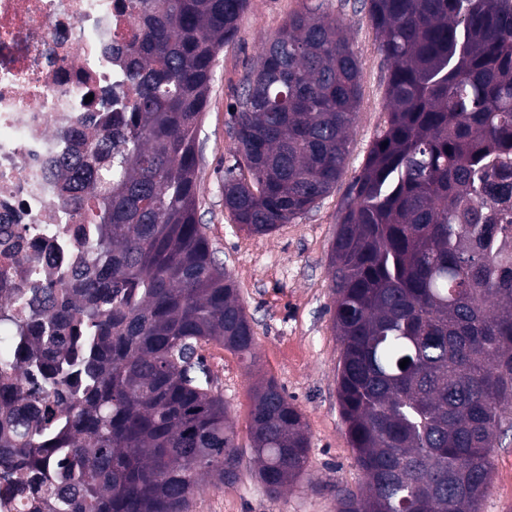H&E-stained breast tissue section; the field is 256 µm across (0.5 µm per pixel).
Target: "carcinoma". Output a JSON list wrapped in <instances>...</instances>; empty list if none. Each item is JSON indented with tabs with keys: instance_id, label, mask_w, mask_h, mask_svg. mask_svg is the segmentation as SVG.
<instances>
[{
	"instance_id": "1",
	"label": "carcinoma",
	"mask_w": 512,
	"mask_h": 512,
	"mask_svg": "<svg viewBox=\"0 0 512 512\" xmlns=\"http://www.w3.org/2000/svg\"><path fill=\"white\" fill-rule=\"evenodd\" d=\"M249 0H135L130 112L61 187L90 262L50 313L26 289L0 351V464L37 480L35 512H189L205 480L248 473L274 499L306 479L300 409L270 378L248 447L198 354L256 363L253 326L196 218L212 73ZM388 64L387 121L331 251L337 384L364 489L337 512H481L512 421V0H364ZM361 98L343 22L295 13L262 47L233 116V223L266 235L341 178ZM39 334L29 336L30 327ZM409 359L406 368L399 367Z\"/></svg>"
}]
</instances>
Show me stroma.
I'll return each mask as SVG.
<instances>
[{
    "label": "stroma",
    "mask_w": 512,
    "mask_h": 512,
    "mask_svg": "<svg viewBox=\"0 0 512 512\" xmlns=\"http://www.w3.org/2000/svg\"><path fill=\"white\" fill-rule=\"evenodd\" d=\"M306 9L341 19L347 27L361 72L358 116L344 174L331 193L292 223L255 235L238 229L224 208V173L237 147L231 113L263 43L289 16ZM386 76L363 0H250L235 39L218 56L198 141L197 218L252 321L258 364L248 368L216 343L203 345L199 353L230 409L240 446L248 444L255 386L270 377L284 385L304 415L312 485L274 500L245 477L232 485L207 486L194 496L190 512H336L334 490L357 491L363 485L337 399L340 342L330 312V254L348 186L387 120ZM492 459V484L481 512H512V428L498 434Z\"/></svg>",
    "instance_id": "35a3bbf8"
}]
</instances>
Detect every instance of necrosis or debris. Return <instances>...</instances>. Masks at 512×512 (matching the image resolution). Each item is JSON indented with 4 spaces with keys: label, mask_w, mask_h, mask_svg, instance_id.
Listing matches in <instances>:
<instances>
[{
    "label": "necrosis or debris",
    "mask_w": 512,
    "mask_h": 512,
    "mask_svg": "<svg viewBox=\"0 0 512 512\" xmlns=\"http://www.w3.org/2000/svg\"><path fill=\"white\" fill-rule=\"evenodd\" d=\"M132 0H0V300L44 288L46 242L65 265L87 244L60 197L65 160L130 106L119 51L136 33Z\"/></svg>",
    "instance_id": "necrosis-or-debris-1"
}]
</instances>
